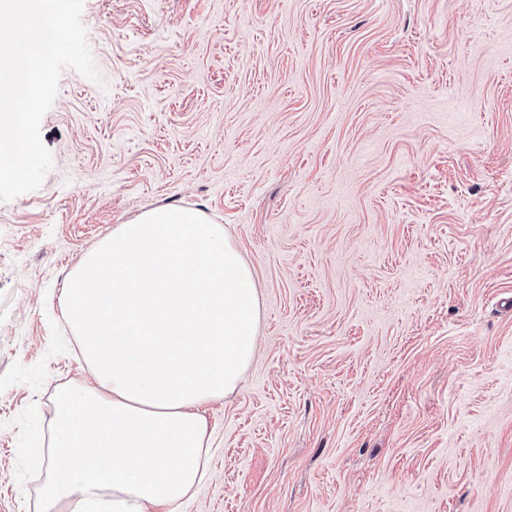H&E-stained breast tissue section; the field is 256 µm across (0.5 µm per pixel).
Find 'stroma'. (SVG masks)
I'll use <instances>...</instances> for the list:
<instances>
[{"mask_svg": "<svg viewBox=\"0 0 512 512\" xmlns=\"http://www.w3.org/2000/svg\"><path fill=\"white\" fill-rule=\"evenodd\" d=\"M41 187L0 202V512L84 384L57 302L144 210L224 225L258 352L177 512H512V0H85Z\"/></svg>", "mask_w": 512, "mask_h": 512, "instance_id": "1", "label": "stroma"}]
</instances>
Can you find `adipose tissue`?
I'll return each mask as SVG.
<instances>
[{"instance_id": "ef3b65f1", "label": "adipose tissue", "mask_w": 512, "mask_h": 512, "mask_svg": "<svg viewBox=\"0 0 512 512\" xmlns=\"http://www.w3.org/2000/svg\"><path fill=\"white\" fill-rule=\"evenodd\" d=\"M63 317L94 381L56 394L41 512L192 497L210 449L201 409L257 353V280L223 225L184 207L118 225L72 270Z\"/></svg>"}]
</instances>
